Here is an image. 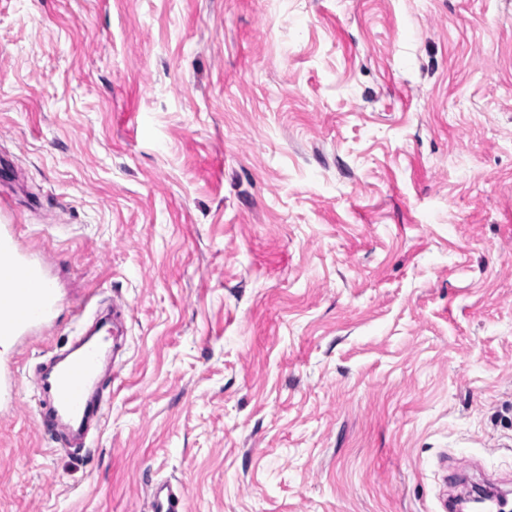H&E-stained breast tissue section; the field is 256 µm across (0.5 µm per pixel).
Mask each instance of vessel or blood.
Returning <instances> with one entry per match:
<instances>
[{
	"label": "vessel or blood",
	"mask_w": 512,
	"mask_h": 512,
	"mask_svg": "<svg viewBox=\"0 0 512 512\" xmlns=\"http://www.w3.org/2000/svg\"><path fill=\"white\" fill-rule=\"evenodd\" d=\"M60 305L58 290L37 256L23 251L15 227L0 225V344L20 345L49 328ZM101 345L82 338L75 350L54 358L48 372L33 383L34 394L51 397V409L40 412L44 429L55 431L59 422L76 424L87 432L102 417L104 403L96 393V380L104 365ZM19 369L15 361L0 365V403L14 404L18 397ZM150 512H183V497L168 482L148 489Z\"/></svg>",
	"instance_id": "1"
}]
</instances>
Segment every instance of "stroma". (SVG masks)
I'll list each match as a JSON object with an SVG mask.
<instances>
[{"label":"stroma","instance_id":"obj_1","mask_svg":"<svg viewBox=\"0 0 512 512\" xmlns=\"http://www.w3.org/2000/svg\"><path fill=\"white\" fill-rule=\"evenodd\" d=\"M0 224L62 303L0 512L512 502V0H0ZM120 305L89 451L30 375ZM150 512H183V497L178 488L168 482H158L148 488Z\"/></svg>","mask_w":512,"mask_h":512}]
</instances>
